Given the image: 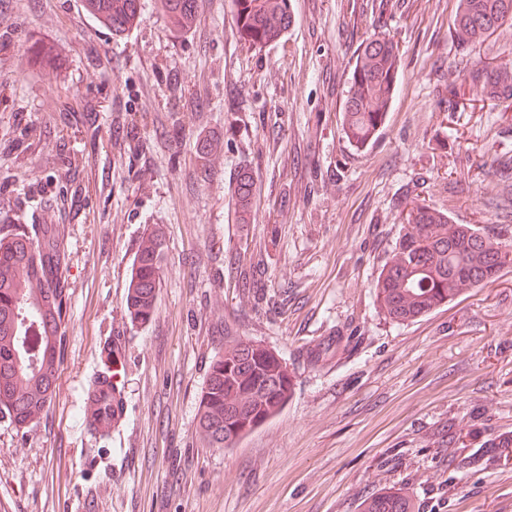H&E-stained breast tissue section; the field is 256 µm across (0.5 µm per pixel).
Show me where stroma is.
<instances>
[{"mask_svg": "<svg viewBox=\"0 0 512 512\" xmlns=\"http://www.w3.org/2000/svg\"><path fill=\"white\" fill-rule=\"evenodd\" d=\"M143 2L116 37L81 0H0V142L23 125L32 143L0 153V225L58 229L71 298L50 406L21 429L0 417V512H359L390 487L419 512H512V460L461 441L512 436V268L410 323L375 301L409 203L512 225V121L448 92L500 63L512 25L464 46L457 0H290L287 33L259 49L232 0H198L191 31ZM373 31L402 68L359 149L341 111ZM35 42L58 48L56 77L32 71ZM65 103L78 127L57 121ZM69 175L81 194L60 193ZM150 231L165 261L140 324L126 297ZM255 257L260 300L231 274ZM228 336L277 353L294 386L234 447L206 448L197 401ZM115 348L123 419L102 438L80 400ZM254 180L253 177L244 173L236 182L234 187V196L242 215H247L250 212L252 199L254 195Z\"/></svg>", "mask_w": 512, "mask_h": 512, "instance_id": "obj_1", "label": "stroma"}]
</instances>
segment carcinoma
I'll list each match as a JSON object with an SVG mask.
<instances>
[{
	"instance_id": "cac0c4a2",
	"label": "carcinoma",
	"mask_w": 512,
	"mask_h": 512,
	"mask_svg": "<svg viewBox=\"0 0 512 512\" xmlns=\"http://www.w3.org/2000/svg\"><path fill=\"white\" fill-rule=\"evenodd\" d=\"M173 22L187 29L196 19L197 0H158ZM241 37L262 48L279 40L292 22L288 0H233ZM85 12L122 36L138 21L141 0H82ZM512 21V0H458L452 21L462 44L485 40ZM400 70L393 40L372 34L360 44L350 78L342 130L364 146L383 126ZM454 98L470 94L506 113L512 110V51L495 68L477 70L468 87L451 83ZM253 177L236 182L241 213L250 212ZM512 227L496 232L475 224H452L448 215L414 203L376 280V299L398 324L413 322L455 297L493 282L512 265ZM164 261L158 238L149 236L135 260L127 310L145 323L154 312ZM70 308L58 235L37 224L0 226V415L26 427L53 398L62 361L61 325ZM293 374L265 345L231 338L209 365L198 398L196 421L210 448H231L275 416L288 401ZM362 512H414L405 493L390 489L367 499Z\"/></svg>"
}]
</instances>
